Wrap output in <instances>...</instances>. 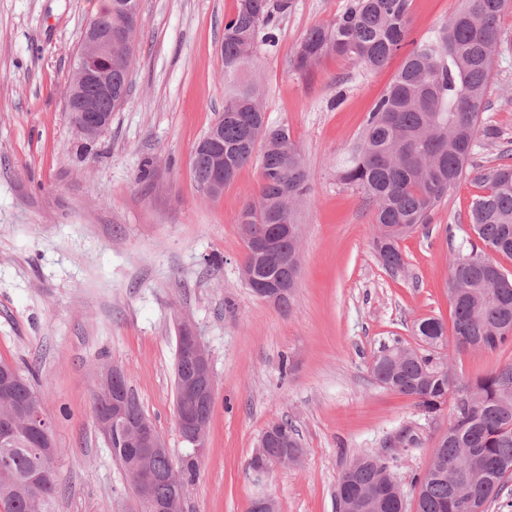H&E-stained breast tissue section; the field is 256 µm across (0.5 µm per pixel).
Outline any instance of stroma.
<instances>
[{
  "label": "stroma",
  "instance_id": "obj_1",
  "mask_svg": "<svg viewBox=\"0 0 512 512\" xmlns=\"http://www.w3.org/2000/svg\"><path fill=\"white\" fill-rule=\"evenodd\" d=\"M346 0H291L256 78L270 124L288 126L310 177L300 206V273L288 308L255 296L241 269L238 217L255 196L258 164L216 198L192 174L194 148L224 109L221 43L236 0H140L131 89L109 128L85 143L67 92L82 31L99 0H0V360L29 371L53 429V512H140L112 456L93 394L122 370L174 463L189 448L174 414L178 326L189 322L216 381L198 475L184 512H248L259 495L278 512H336L342 471L385 455L416 512L412 480L447 431L451 405L427 414L383 388L374 355L393 339L415 343L417 323L452 326L446 283L454 253L469 249V210L483 191L467 176L401 240L404 271L372 247L371 207L339 171L362 121L406 57L371 71L331 55L311 73L293 65L312 26ZM460 0H412L409 40L444 25ZM481 114L499 133L474 165L512 150V5ZM452 371L473 379L512 363V344L460 349ZM291 422L304 454L259 478L248 466L261 433Z\"/></svg>",
  "mask_w": 512,
  "mask_h": 512
}]
</instances>
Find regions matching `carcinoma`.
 Here are the masks:
<instances>
[{
    "mask_svg": "<svg viewBox=\"0 0 512 512\" xmlns=\"http://www.w3.org/2000/svg\"><path fill=\"white\" fill-rule=\"evenodd\" d=\"M132 0H112V32H125L112 72V105H122L130 92L136 16L127 13ZM508 0H464L461 9L431 36L414 43L402 67L362 123L360 143L346 160L342 179L360 190L372 206L377 230L373 239L378 260L390 272L404 266L398 242L428 223L432 211L467 173L480 140L498 137L481 124L480 114L500 38L499 17ZM290 0H236L224 20V157L235 171L250 165L261 151L258 202L242 210L240 224L265 233L288 213L297 223L300 204L309 192V175L288 126H266L253 138L247 124L262 126L266 114L259 85L251 79L259 49L276 40L278 18L288 14ZM411 0H347L331 22L310 28L294 59L309 73L329 55L354 58L369 70L382 68L406 44ZM486 188L470 209L477 242L453 256L448 288L456 346L471 343L497 349L512 341V277L490 261L488 253L512 257V164L477 172ZM253 288L290 277L291 269L272 254L246 250ZM443 322L421 320L417 346L396 340L386 350L405 354L397 366L372 368L376 380H400L397 392L412 396L427 414L456 397L453 418L444 434L434 472L422 483L417 512H485L489 499L512 476V364L459 386L440 371L444 360ZM112 455L128 467V451L114 433L105 432ZM0 507L3 512H52L57 487L39 492L27 485L44 461L34 447V434L21 425L10 440H0ZM349 476L355 489L374 488L378 512H405L406 506L379 486L388 463L379 456L362 458Z\"/></svg>",
    "mask_w": 512,
    "mask_h": 512,
    "instance_id": "1",
    "label": "carcinoma"
}]
</instances>
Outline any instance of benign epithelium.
<instances>
[{
  "label": "benign epithelium",
  "mask_w": 512,
  "mask_h": 512,
  "mask_svg": "<svg viewBox=\"0 0 512 512\" xmlns=\"http://www.w3.org/2000/svg\"><path fill=\"white\" fill-rule=\"evenodd\" d=\"M112 16V7L100 11L86 25L82 33L81 48L78 54L75 78L69 90L68 111L78 118L77 127L87 139H94L105 132L112 122V22H100V16ZM224 138V123L218 121L212 125L209 133L196 145V151L209 160V177L202 181V189L210 196L219 195L224 190V182L232 180L224 174V152L220 144ZM255 294L279 306L292 294L288 282L278 281L266 288L255 289ZM177 341L192 362V372L178 375L182 391L186 398L199 405L194 414L177 413V425L181 435L190 441L196 453L205 448L204 438L209 424V409L215 395V379L212 373L209 355L204 349L195 329L182 323L178 327ZM20 379L15 374H0V400H12ZM106 395L104 409L101 412L103 425L114 427L117 431L131 429L134 442L143 446L139 461L134 470V479L145 490L143 512H182V493L172 472H158L150 465L156 455L166 453L167 448L158 436L153 424L142 419L134 426H128L125 401L127 383L124 373L112 370L105 376ZM15 411L23 415L38 434L37 447L45 448L52 442L51 430L41 413L34 407L18 405ZM281 442L280 436L272 430L263 437L254 449L251 469L257 476L267 474L277 463L288 461L286 457H272L268 449ZM358 463H353L338 479L336 501L338 512H349L354 506L355 494L350 488L347 475L353 472ZM158 483L171 486L166 498H158L153 488Z\"/></svg>",
  "instance_id": "obj_1"
}]
</instances>
